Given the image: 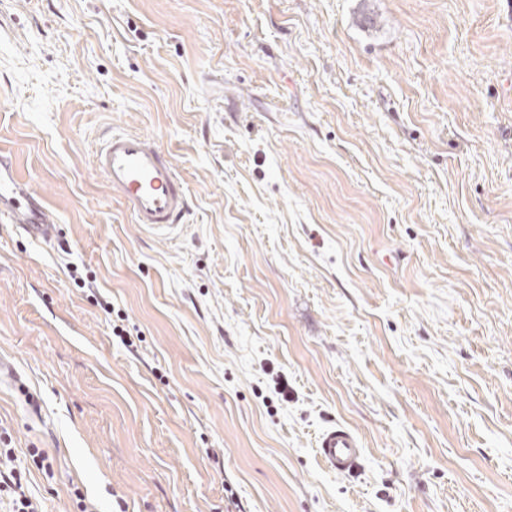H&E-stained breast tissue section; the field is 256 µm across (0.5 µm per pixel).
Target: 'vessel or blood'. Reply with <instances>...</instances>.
Returning a JSON list of instances; mask_svg holds the SVG:
<instances>
[{
  "instance_id": "1",
  "label": "vessel or blood",
  "mask_w": 512,
  "mask_h": 512,
  "mask_svg": "<svg viewBox=\"0 0 512 512\" xmlns=\"http://www.w3.org/2000/svg\"><path fill=\"white\" fill-rule=\"evenodd\" d=\"M114 197L134 223L156 234L172 232L189 210L183 184L170 156L146 135L115 132L100 144L92 158ZM0 221L35 230L45 241L61 234L54 216L19 190L13 177L0 176ZM317 451L336 473H354L363 456V442L350 427L328 426L320 434Z\"/></svg>"
}]
</instances>
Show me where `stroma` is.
I'll list each match as a JSON object with an SVG mask.
<instances>
[{
	"instance_id": "35a3bbf8",
	"label": "stroma",
	"mask_w": 512,
	"mask_h": 512,
	"mask_svg": "<svg viewBox=\"0 0 512 512\" xmlns=\"http://www.w3.org/2000/svg\"><path fill=\"white\" fill-rule=\"evenodd\" d=\"M111 129L171 156L172 234ZM0 173L64 236L0 223L43 512H512V0H0ZM92 165L146 231L170 233L189 210L170 156L149 136L113 131L95 150ZM317 451L329 470L350 475L359 468L363 457V442L352 428L334 424L320 434Z\"/></svg>"
}]
</instances>
